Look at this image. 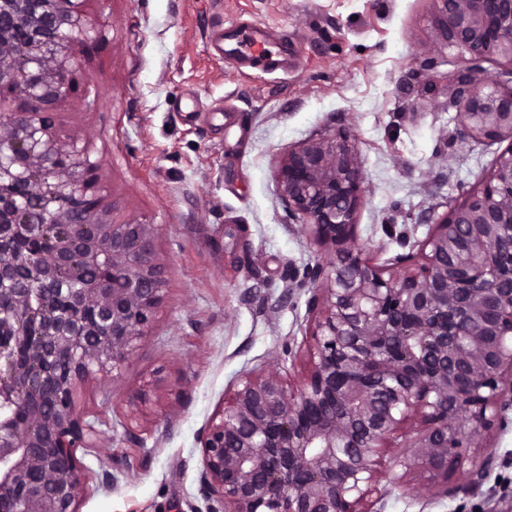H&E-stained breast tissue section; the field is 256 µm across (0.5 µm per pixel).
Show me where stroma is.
Returning <instances> with one entry per match:
<instances>
[{"mask_svg":"<svg viewBox=\"0 0 512 512\" xmlns=\"http://www.w3.org/2000/svg\"><path fill=\"white\" fill-rule=\"evenodd\" d=\"M99 36L71 65L76 94L54 111L65 142L98 159L114 221L158 228L168 284L151 328L108 376L80 385L78 410L100 439L79 450L80 512H221L200 492L201 436L244 373L310 339L307 289L321 260L293 227L274 181L276 155L332 129L355 135L364 197L357 238L385 261L477 192L505 145L453 140L460 117L440 72L467 55L436 41L435 0H85ZM280 37L287 66L213 48L254 24ZM489 444L480 490L435 495L420 473L381 512H512V411Z\"/></svg>","mask_w":512,"mask_h":512,"instance_id":"35a3bbf8","label":"stroma"}]
</instances>
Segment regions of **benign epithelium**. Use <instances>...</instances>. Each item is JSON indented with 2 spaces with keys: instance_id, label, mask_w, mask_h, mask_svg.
<instances>
[{
  "instance_id": "benign-epithelium-1",
  "label": "benign epithelium",
  "mask_w": 512,
  "mask_h": 512,
  "mask_svg": "<svg viewBox=\"0 0 512 512\" xmlns=\"http://www.w3.org/2000/svg\"><path fill=\"white\" fill-rule=\"evenodd\" d=\"M83 0H0V512H79L77 449L100 432L76 409L96 365L117 366L167 286L153 224L115 223L98 164L54 132L69 65L95 36ZM437 39L469 54L444 82L461 142L509 144L477 193L432 228L420 255L377 264L357 245L364 175L338 129L277 155L288 216L324 252L305 272L312 343L297 376L242 375L201 437V491L224 512H378L429 470L444 494L475 491L512 410V0H436ZM403 439L400 474L380 455ZM387 485H382V482Z\"/></svg>"
}]
</instances>
